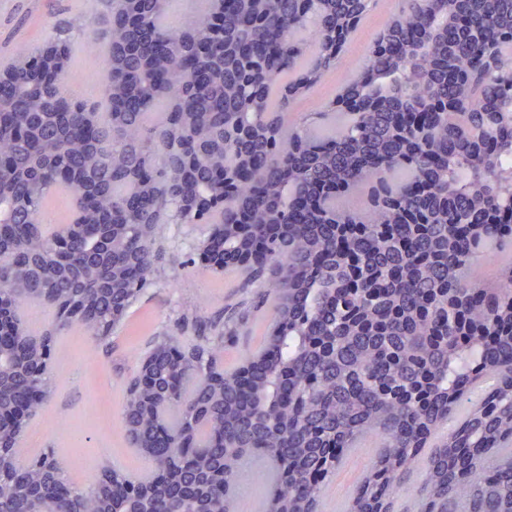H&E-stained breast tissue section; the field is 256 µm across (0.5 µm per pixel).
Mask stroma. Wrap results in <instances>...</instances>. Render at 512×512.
I'll return each instance as SVG.
<instances>
[{
  "label": "stroma",
  "mask_w": 512,
  "mask_h": 512,
  "mask_svg": "<svg viewBox=\"0 0 512 512\" xmlns=\"http://www.w3.org/2000/svg\"><path fill=\"white\" fill-rule=\"evenodd\" d=\"M401 7L402 0H377L335 69L297 103V111L322 110L344 83L359 74L372 38ZM88 20V10L79 0H14L10 10L0 11V60L11 62L18 49L45 44L59 31H67L71 48L81 50L84 62L70 64L62 84L103 107L109 48L101 40L89 42L85 32ZM205 235L203 227L192 224L167 228L159 244L164 261L154 274V283L129 309L125 327L113 337L111 349L73 331L58 336L52 361L54 391L22 436L30 455L54 450L70 477L85 487L104 465L133 476L151 470V463L129 446L121 431L127 377L161 337L172 331L183 313L210 318L249 298L239 273L228 270L215 277L204 271L199 245ZM375 452L376 442L370 439L347 453L335 476L322 487L321 512H347L352 489ZM270 473L269 464L257 460L242 469L235 512H264Z\"/></svg>",
  "instance_id": "1"
}]
</instances>
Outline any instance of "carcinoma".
I'll use <instances>...</instances> for the list:
<instances>
[{"mask_svg":"<svg viewBox=\"0 0 512 512\" xmlns=\"http://www.w3.org/2000/svg\"><path fill=\"white\" fill-rule=\"evenodd\" d=\"M168 2L96 0L103 112L31 75L38 52L9 67L0 225L16 250L0 258V290L21 326L31 301L51 312L25 329L29 362L63 331L109 346L167 225L207 224L223 228L222 267L243 272L251 306L272 303L265 344L226 371L245 313L182 314L190 338L157 345L179 364L163 360L150 385L136 373L121 407L128 442L171 479L103 467L82 487L54 451L17 443L0 512H28L34 488L56 512H233L248 457L272 464L265 512H318L345 451L372 436L348 512L393 502L433 436L404 512H512V0H405L362 72L298 119L374 0H212L178 27ZM59 188L80 224L63 238L68 267L44 224ZM358 190L362 208L338 206ZM72 300L83 318L62 311Z\"/></svg>","mask_w":512,"mask_h":512,"instance_id":"1","label":"carcinoma"}]
</instances>
